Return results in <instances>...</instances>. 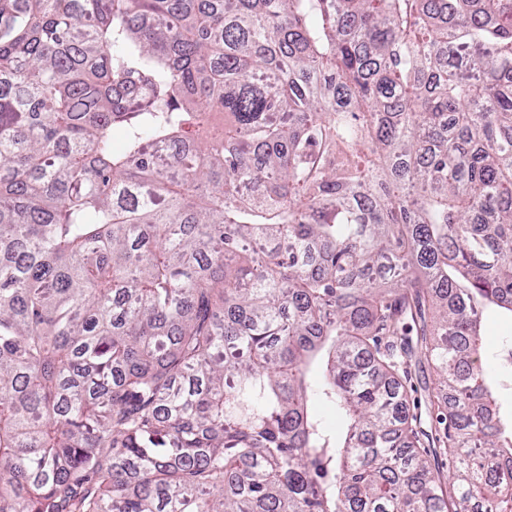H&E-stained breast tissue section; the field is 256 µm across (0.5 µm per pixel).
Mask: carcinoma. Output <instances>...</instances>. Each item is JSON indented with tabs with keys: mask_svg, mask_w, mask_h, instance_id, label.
<instances>
[{
	"mask_svg": "<svg viewBox=\"0 0 512 512\" xmlns=\"http://www.w3.org/2000/svg\"><path fill=\"white\" fill-rule=\"evenodd\" d=\"M473 2L0 0V512H512V0ZM506 338H512V320L499 315H489L485 322V345L476 366L501 388V402L512 407V373L495 358L497 348ZM411 371L413 375L412 384L417 388L418 392L415 394L420 400V406L422 412L425 409V402L428 400L429 395L440 396L444 394L442 387H440L435 380L434 373L428 367L427 363H422L421 365L411 366Z\"/></svg>",
	"mask_w": 512,
	"mask_h": 512,
	"instance_id": "1",
	"label": "carcinoma"
}]
</instances>
